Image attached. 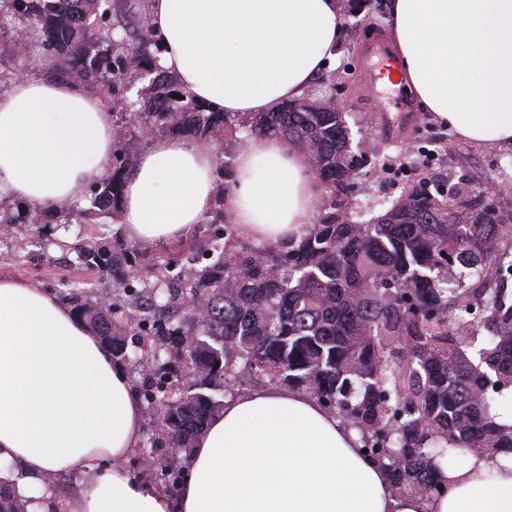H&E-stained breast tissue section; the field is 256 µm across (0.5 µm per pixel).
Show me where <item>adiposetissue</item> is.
I'll use <instances>...</instances> for the list:
<instances>
[{
	"instance_id": "1",
	"label": "adipose tissue",
	"mask_w": 512,
	"mask_h": 512,
	"mask_svg": "<svg viewBox=\"0 0 512 512\" xmlns=\"http://www.w3.org/2000/svg\"><path fill=\"white\" fill-rule=\"evenodd\" d=\"M157 64L216 112H274L306 95L339 46L338 0H151ZM404 80L457 135L512 145V0H393ZM114 116L78 85L24 76L0 93V197L29 207L84 195L111 173ZM318 188L308 158L242 141L225 199L248 236L303 234ZM215 199L201 140L151 142L123 189V234L172 241ZM142 408L125 364L53 293L0 278V482L39 512H512V458L462 455L431 501L396 498L358 435L276 386L225 400L185 461L177 500L135 477ZM80 474L61 498L48 481Z\"/></svg>"
}]
</instances>
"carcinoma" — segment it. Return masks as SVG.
I'll return each instance as SVG.
<instances>
[{
  "instance_id": "obj_1",
  "label": "carcinoma",
  "mask_w": 512,
  "mask_h": 512,
  "mask_svg": "<svg viewBox=\"0 0 512 512\" xmlns=\"http://www.w3.org/2000/svg\"><path fill=\"white\" fill-rule=\"evenodd\" d=\"M25 20L14 37L40 43L53 76L99 84L130 71L152 75L131 100L111 86L112 111L189 139L235 126L307 155L322 201L306 233L244 244L228 232L219 194L199 238L159 261L118 241L112 253L81 240L70 263L96 268L123 290L88 301L60 280L63 298L123 363L151 362L141 394L151 447L185 448L259 377L316 399L360 436L393 496L428 500L446 485L461 450L512 454V426L496 421L512 388V224H492L485 204L458 184L432 194L421 178L367 221L349 200L367 157L356 154L344 114L301 98V111L213 112L148 56L161 52L149 14L115 33L112 0H0ZM133 140L115 131L112 174L89 186V223L120 213ZM137 336L129 345L124 327ZM167 492L177 459L159 467ZM0 512H28L0 487Z\"/></svg>"
}]
</instances>
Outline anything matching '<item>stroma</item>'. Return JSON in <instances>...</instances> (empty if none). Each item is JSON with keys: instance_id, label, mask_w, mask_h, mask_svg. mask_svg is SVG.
Segmentation results:
<instances>
[{"instance_id": "35a3bbf8", "label": "stroma", "mask_w": 512, "mask_h": 512, "mask_svg": "<svg viewBox=\"0 0 512 512\" xmlns=\"http://www.w3.org/2000/svg\"><path fill=\"white\" fill-rule=\"evenodd\" d=\"M392 0H339L342 32L338 56L328 68L330 78L313 82L310 97H337L347 105L345 121L353 141L362 143L371 164L357 178L352 202L365 218L384 211L412 183L409 167L422 168L433 184L450 186L463 181L495 198L499 215L512 218V195H497L502 167L512 164V146L488 147L459 137L414 101L412 125L397 138L386 137L379 128L378 112L393 109L395 101L407 96V88L383 85L369 90L363 80L361 58L365 46L376 39L391 40L388 20ZM23 68L26 75L48 76L52 64L32 48L15 42L10 28L0 29V70ZM402 169L401 177L388 181L375 176L372 163ZM80 198L68 205V221L51 230V244L37 241L23 224H0V278L24 281L31 287L58 291L61 278L87 285L89 292L111 296V281L98 271L69 265L65 245L82 237L97 247L111 249L120 224H85L81 211L87 208Z\"/></svg>"}]
</instances>
